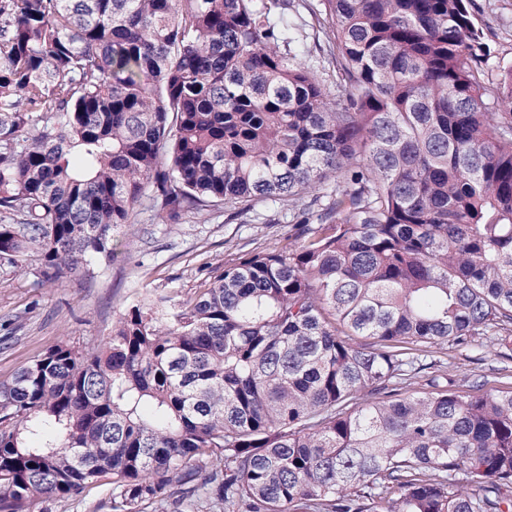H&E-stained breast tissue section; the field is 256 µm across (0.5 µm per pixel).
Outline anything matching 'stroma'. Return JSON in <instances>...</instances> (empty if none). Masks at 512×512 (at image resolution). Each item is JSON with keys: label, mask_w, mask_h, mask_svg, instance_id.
Segmentation results:
<instances>
[{"label": "stroma", "mask_w": 512, "mask_h": 512, "mask_svg": "<svg viewBox=\"0 0 512 512\" xmlns=\"http://www.w3.org/2000/svg\"><path fill=\"white\" fill-rule=\"evenodd\" d=\"M291 9L303 24L305 66L322 76L330 97H341L330 37L318 22L320 0H294ZM470 11L490 48L482 66L484 81L490 84L500 68L512 65V0H470ZM289 221L286 204L264 199L233 220L219 205L162 224L146 198L135 206L125 228L127 246L109 265L59 282L47 280L39 269L19 277L0 265V381L56 344L100 343L136 300L193 294L243 255L282 243L291 230ZM429 359L458 392L512 389V361L493 337H481L466 348L434 350Z\"/></svg>", "instance_id": "1"}]
</instances>
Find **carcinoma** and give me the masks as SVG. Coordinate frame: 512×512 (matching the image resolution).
<instances>
[{
  "mask_svg": "<svg viewBox=\"0 0 512 512\" xmlns=\"http://www.w3.org/2000/svg\"><path fill=\"white\" fill-rule=\"evenodd\" d=\"M468 2L322 0L338 103L290 0H0L14 274L111 262L145 196L325 200L0 381V512L108 475L112 512H512V390L403 392L420 344L512 345V66Z\"/></svg>",
  "mask_w": 512,
  "mask_h": 512,
  "instance_id": "carcinoma-1",
  "label": "carcinoma"
}]
</instances>
